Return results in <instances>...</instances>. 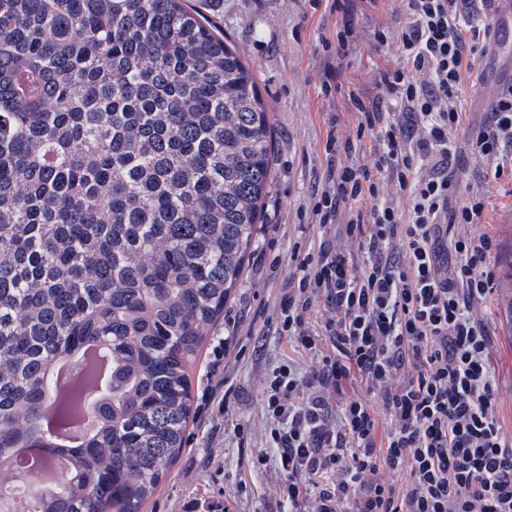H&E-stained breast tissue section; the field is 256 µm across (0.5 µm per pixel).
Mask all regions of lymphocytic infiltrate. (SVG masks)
<instances>
[{
	"label": "lymphocytic infiltrate",
	"mask_w": 512,
	"mask_h": 512,
	"mask_svg": "<svg viewBox=\"0 0 512 512\" xmlns=\"http://www.w3.org/2000/svg\"><path fill=\"white\" fill-rule=\"evenodd\" d=\"M402 3L401 32L376 44L400 57L379 80L398 111L358 104L355 137L326 139L332 158L369 150L313 196L319 231L339 224L341 240L289 257L280 333L310 365L262 382L288 512H512L486 319L497 243L473 230L512 170V89L470 141L484 169L457 200L463 75L494 32L476 0ZM363 198L371 206L352 208Z\"/></svg>",
	"instance_id": "1"
}]
</instances>
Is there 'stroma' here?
I'll return each mask as SVG.
<instances>
[{
    "label": "stroma",
    "instance_id": "1",
    "mask_svg": "<svg viewBox=\"0 0 512 512\" xmlns=\"http://www.w3.org/2000/svg\"><path fill=\"white\" fill-rule=\"evenodd\" d=\"M224 24V35L253 71L270 109L274 130L271 195L265 218L245 261L241 282L210 333L193 369L194 417L187 447L144 512H279L280 475L269 443L261 382L282 364L306 370L277 327L294 244L318 248L322 236L309 204L325 185L330 129L354 136V98L380 101L382 70L394 54L374 48L377 34L394 36L406 22L400 0H191ZM345 32L348 49L326 44ZM476 232L497 242L489 301L491 365L498 386L499 422L512 437V180L502 179L485 202ZM231 337L216 360L215 348ZM236 391L221 407L225 385ZM269 460L263 470L254 462Z\"/></svg>",
    "mask_w": 512,
    "mask_h": 512
}]
</instances>
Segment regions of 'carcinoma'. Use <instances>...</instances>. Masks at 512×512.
Listing matches in <instances>:
<instances>
[{
	"mask_svg": "<svg viewBox=\"0 0 512 512\" xmlns=\"http://www.w3.org/2000/svg\"><path fill=\"white\" fill-rule=\"evenodd\" d=\"M270 110L184 0H0V455L47 379L101 344L112 393L39 512H141L185 450L190 370L243 276L271 192Z\"/></svg>",
	"mask_w": 512,
	"mask_h": 512,
	"instance_id": "carcinoma-1",
	"label": "carcinoma"
}]
</instances>
